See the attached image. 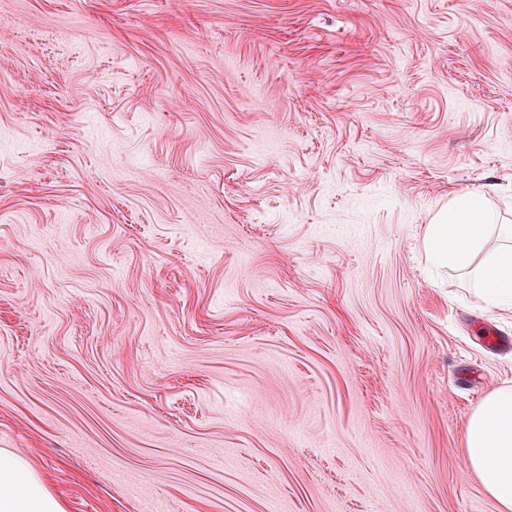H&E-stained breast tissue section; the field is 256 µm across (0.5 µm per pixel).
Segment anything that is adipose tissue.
<instances>
[{
    "label": "adipose tissue",
    "instance_id": "ef3b65f1",
    "mask_svg": "<svg viewBox=\"0 0 512 512\" xmlns=\"http://www.w3.org/2000/svg\"><path fill=\"white\" fill-rule=\"evenodd\" d=\"M501 244L487 250L490 237ZM428 258L439 267L472 274L474 297L512 311V225L498 223L485 194L448 200L424 235ZM465 460L498 512H512V386L489 392L465 426ZM0 512H66L64 502L21 455L0 448Z\"/></svg>",
    "mask_w": 512,
    "mask_h": 512
}]
</instances>
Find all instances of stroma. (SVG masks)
<instances>
[{
  "mask_svg": "<svg viewBox=\"0 0 512 512\" xmlns=\"http://www.w3.org/2000/svg\"><path fill=\"white\" fill-rule=\"evenodd\" d=\"M512 0H0V448L67 512H496ZM498 345L486 344V336ZM496 221L485 194H454L448 199V207L428 225L424 248L436 266L469 271L472 293L479 302L512 311V225ZM492 236L505 244L487 251L485 246ZM479 254L483 259L473 268ZM465 460L497 512L512 511V386L489 392L465 426Z\"/></svg>",
  "mask_w": 512,
  "mask_h": 512,
  "instance_id": "1",
  "label": "stroma"
}]
</instances>
